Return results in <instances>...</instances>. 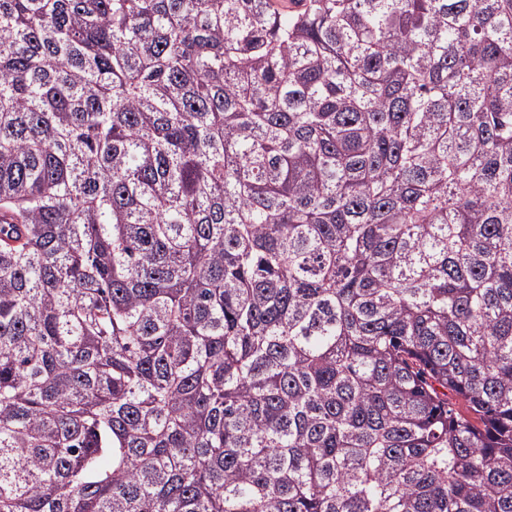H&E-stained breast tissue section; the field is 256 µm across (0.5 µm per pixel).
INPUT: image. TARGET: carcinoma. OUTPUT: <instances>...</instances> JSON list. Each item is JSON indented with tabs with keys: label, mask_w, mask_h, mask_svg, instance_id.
<instances>
[{
	"label": "carcinoma",
	"mask_w": 512,
	"mask_h": 512,
	"mask_svg": "<svg viewBox=\"0 0 512 512\" xmlns=\"http://www.w3.org/2000/svg\"><path fill=\"white\" fill-rule=\"evenodd\" d=\"M0 0V512H512V0Z\"/></svg>",
	"instance_id": "cac0c4a2"
}]
</instances>
